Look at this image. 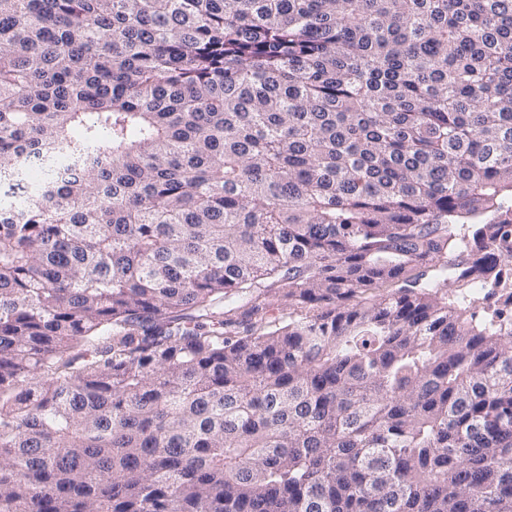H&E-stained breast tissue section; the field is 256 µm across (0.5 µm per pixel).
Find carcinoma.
<instances>
[{"label": "carcinoma", "mask_w": 512, "mask_h": 512, "mask_svg": "<svg viewBox=\"0 0 512 512\" xmlns=\"http://www.w3.org/2000/svg\"><path fill=\"white\" fill-rule=\"evenodd\" d=\"M0 512H512V0H0ZM61 151L57 148H49L39 157L28 162L29 185H37L41 183L46 176L47 167L46 160L56 159L51 167V176L58 185L66 184L75 178L85 165L84 161L75 160L61 155Z\"/></svg>", "instance_id": "1"}]
</instances>
